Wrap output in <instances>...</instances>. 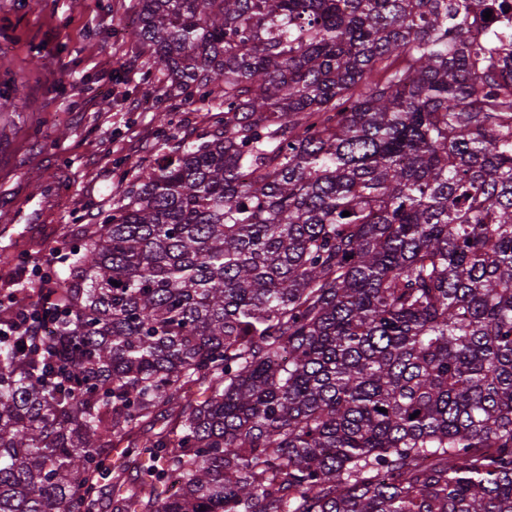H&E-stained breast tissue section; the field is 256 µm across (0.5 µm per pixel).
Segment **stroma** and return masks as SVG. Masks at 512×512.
Segmentation results:
<instances>
[{"mask_svg":"<svg viewBox=\"0 0 512 512\" xmlns=\"http://www.w3.org/2000/svg\"><path fill=\"white\" fill-rule=\"evenodd\" d=\"M137 0H0V195L24 211L38 202L35 176L68 183L37 237L0 263V300L38 272L63 269L77 229L100 223L123 177L153 158L158 113L189 133L211 129L208 104L160 83V66L122 33ZM25 89L17 101L13 86Z\"/></svg>","mask_w":512,"mask_h":512,"instance_id":"obj_1","label":"stroma"}]
</instances>
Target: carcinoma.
<instances>
[{
    "instance_id": "carcinoma-1",
    "label": "carcinoma",
    "mask_w": 512,
    "mask_h": 512,
    "mask_svg": "<svg viewBox=\"0 0 512 512\" xmlns=\"http://www.w3.org/2000/svg\"><path fill=\"white\" fill-rule=\"evenodd\" d=\"M486 10L512 20L137 0L220 116L162 133L55 287L0 306V512H512V27L473 35Z\"/></svg>"
}]
</instances>
